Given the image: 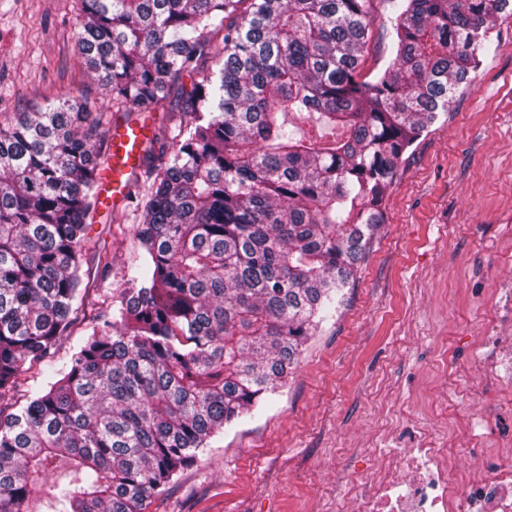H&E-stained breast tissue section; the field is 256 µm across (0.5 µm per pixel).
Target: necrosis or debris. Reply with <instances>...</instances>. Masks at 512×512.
Returning <instances> with one entry per match:
<instances>
[{"label":"necrosis or debris","mask_w":512,"mask_h":512,"mask_svg":"<svg viewBox=\"0 0 512 512\" xmlns=\"http://www.w3.org/2000/svg\"><path fill=\"white\" fill-rule=\"evenodd\" d=\"M449 452L418 428L409 448L383 457L375 476L361 479L355 512H512V464L488 479L448 467Z\"/></svg>","instance_id":"4bbe7bcc"}]
</instances>
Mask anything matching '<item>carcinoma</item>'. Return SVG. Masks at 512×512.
<instances>
[{
    "mask_svg": "<svg viewBox=\"0 0 512 512\" xmlns=\"http://www.w3.org/2000/svg\"><path fill=\"white\" fill-rule=\"evenodd\" d=\"M370 0H81L75 39L116 110L180 111L135 237L86 315L103 113L67 95L0 113V512H146L297 365L381 223L402 156L456 96L512 0H403L396 54L357 80ZM315 120L288 131L286 116ZM80 341L68 361L56 352ZM42 385L18 401L19 377Z\"/></svg>",
    "mask_w": 512,
    "mask_h": 512,
    "instance_id": "cac0c4a2",
    "label": "carcinoma"
}]
</instances>
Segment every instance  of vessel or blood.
<instances>
[{
  "mask_svg": "<svg viewBox=\"0 0 512 512\" xmlns=\"http://www.w3.org/2000/svg\"><path fill=\"white\" fill-rule=\"evenodd\" d=\"M145 139L142 127L126 125L112 132L111 168L101 170L99 185L104 192L106 206L119 204L129 191L134 164L139 160Z\"/></svg>",
  "mask_w": 512,
  "mask_h": 512,
  "instance_id": "1",
  "label": "vessel or blood"
}]
</instances>
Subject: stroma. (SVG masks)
<instances>
[{"label": "stroma", "mask_w": 512, "mask_h": 512, "mask_svg": "<svg viewBox=\"0 0 512 512\" xmlns=\"http://www.w3.org/2000/svg\"><path fill=\"white\" fill-rule=\"evenodd\" d=\"M401 0H372L361 76L376 81L395 56ZM80 0H0V113L35 112L63 94L99 107L107 125L178 110L183 74L160 104L113 109L85 72L73 38ZM457 97L400 160L353 281L301 349L286 384L225 427L199 462L146 512H336L352 482L386 448L410 447L426 425L458 464L487 479L512 460V380L486 377L512 351V21ZM155 162L142 163L123 224L96 209L92 234L112 255L86 257L90 298L118 291L139 255ZM447 416H440V406ZM487 446L471 452L470 434Z\"/></svg>", "instance_id": "35a3bbf8"}]
</instances>
